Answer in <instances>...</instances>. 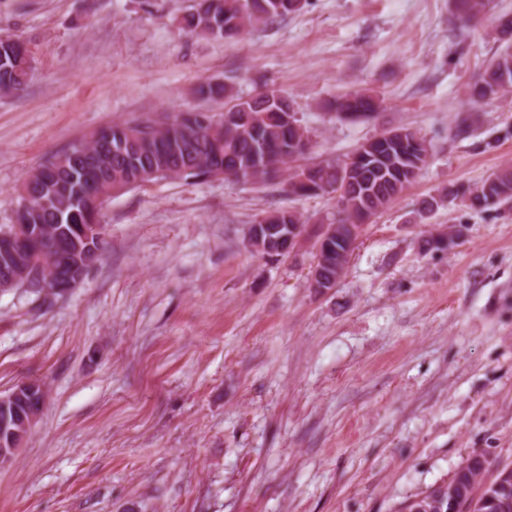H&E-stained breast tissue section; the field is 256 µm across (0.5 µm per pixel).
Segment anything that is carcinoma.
Returning <instances> with one entry per match:
<instances>
[{"mask_svg":"<svg viewBox=\"0 0 512 512\" xmlns=\"http://www.w3.org/2000/svg\"><path fill=\"white\" fill-rule=\"evenodd\" d=\"M306 0H196L180 21L191 36L234 41L260 26H266L301 11ZM456 18L469 24L478 18L485 0H453ZM31 55L26 43L15 37H0V94L19 95L28 83ZM512 93V49L496 55L478 74L471 86L472 104ZM197 94L209 100L233 103L219 115L216 126H200L201 110L178 112L160 118L116 122L92 133L95 146L86 153L76 144L48 156L49 171L33 169L23 180L33 204L25 220L43 224L46 229L41 246L64 268L71 255V243L61 228L85 224L88 203L108 195L119 186L130 190L147 182L177 179L194 184L212 179L216 171L226 175L250 174L262 184L282 177L292 178L288 164L303 155L296 130L311 136L288 96L264 88L250 97L240 96L233 83L207 82ZM326 108L339 116L369 120L381 108L378 97L368 92H347L336 96ZM298 129H293L292 125ZM401 135L383 141L362 143L356 164L354 184L349 187L347 206L339 224H365L369 218L398 199L413 183L411 170L423 169L429 149L417 129L399 128ZM304 195L330 193L338 180L332 163L303 167ZM466 206L477 212L490 211L512 201V170L507 168L486 179L480 187L454 192ZM258 223L272 238L289 232V226L302 223L291 210H274L262 215ZM455 243L453 231L431 235L424 241L427 251H444ZM486 471L467 459L446 484L421 492L404 506V512H450L451 487L466 483L472 498L466 512H499L507 505L512 512V486L493 489L486 486Z\"/></svg>","mask_w":512,"mask_h":512,"instance_id":"obj_1","label":"carcinoma"}]
</instances>
